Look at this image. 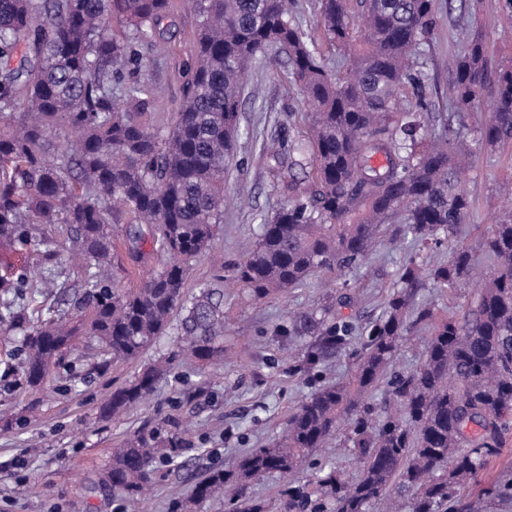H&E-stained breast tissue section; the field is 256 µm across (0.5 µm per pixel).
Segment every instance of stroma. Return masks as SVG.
Returning a JSON list of instances; mask_svg holds the SVG:
<instances>
[{
    "label": "stroma",
    "instance_id": "1",
    "mask_svg": "<svg viewBox=\"0 0 512 512\" xmlns=\"http://www.w3.org/2000/svg\"><path fill=\"white\" fill-rule=\"evenodd\" d=\"M171 20L166 37L175 51L152 54L147 74L161 90L155 123L163 130L180 107L183 64L194 44L195 15L187 0H172ZM463 24L477 26L490 59L512 58V36L506 33L512 11L504 0H482L473 15L437 0L431 34L420 46V70L430 90L428 111L439 122L451 113L445 91L455 69L457 28ZM249 72L239 106V136L225 176L224 222L213 248L191 261L185 288L191 296L223 276V362L181 360L150 396L108 418L102 417L101 407L112 392L176 349L178 325H170L137 359L103 372L95 367L99 345L78 337L37 390L20 373L0 372V512H122L123 495L106 481L112 450L134 431L153 428L188 433L179 464L158 465L146 505L147 512H175L176 499L189 497L210 470L233 469L245 452L271 446L315 388L350 375L353 360L346 353L305 370L302 350L311 337H298L292 352L278 328L290 312L335 304L344 283L358 302L342 313L365 327L382 312L399 269L416 248L409 240L398 247L382 241L366 261L336 277L335 287H326L320 274L289 290L284 299L253 301L234 286V267L254 247L262 216L285 202L268 147L304 135L308 123L285 58L268 53ZM507 182L512 183V146L471 157L466 188L472 208L462 240L487 232L512 211L503 190ZM475 289L471 281L448 289L429 285L417 300L460 317Z\"/></svg>",
    "mask_w": 512,
    "mask_h": 512
}]
</instances>
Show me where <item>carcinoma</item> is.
<instances>
[{
    "label": "carcinoma",
    "instance_id": "cac0c4a2",
    "mask_svg": "<svg viewBox=\"0 0 512 512\" xmlns=\"http://www.w3.org/2000/svg\"><path fill=\"white\" fill-rule=\"evenodd\" d=\"M197 18L185 64L182 105L169 129L148 122L154 94L142 79L168 28L169 0H0V248L34 246L35 267L7 264L0 330L25 336L26 384L42 386L76 336L99 342L97 368L140 355L183 305L189 262L214 243L224 223V175L237 133L249 64L274 49L285 55L311 118L302 142L273 155L285 205L259 224L257 241L235 266L255 301L296 288L319 273L365 261L386 234L424 249L457 238L471 208L468 159L512 143V59L488 67L483 35L460 34L448 104L474 108L490 98L489 120L472 144L432 131L424 115L397 111L410 93L426 105L419 46L432 30L436 0H319L318 26L331 48L349 54L332 73L286 0H190ZM66 224L78 293L30 311L26 288H63L57 240L41 227ZM125 228L133 263L164 258L140 287L122 290L112 272ZM494 272L461 318L415 301L429 281L468 280L474 255ZM428 328L424 360L396 370L406 337ZM317 336L321 354L356 344L346 382L317 388L288 418L270 448H254L233 470L214 469L193 490L190 508L226 486L224 512H269L247 495L255 478L288 477L341 434L360 464L355 480L321 468L313 488L291 480L281 491L296 512H469L465 489L512 434V214L447 262L422 269L411 259L380 316L364 330L307 313L283 336ZM181 342L202 362L224 354V291L203 287L181 320ZM178 358L173 352L112 392L111 416L153 392ZM386 388L395 411L374 414L369 395ZM183 439L135 433L113 450L107 480L137 497L155 459L173 463Z\"/></svg>",
    "mask_w": 512,
    "mask_h": 512
}]
</instances>
